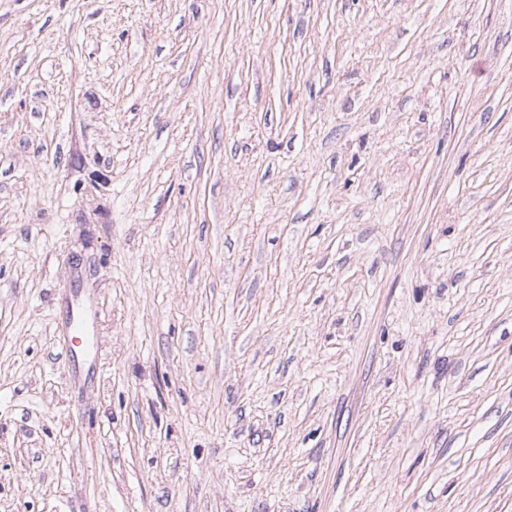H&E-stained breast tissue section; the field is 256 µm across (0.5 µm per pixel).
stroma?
Instances as JSON below:
<instances>
[{"label":"stroma","instance_id":"35a3bbf8","mask_svg":"<svg viewBox=\"0 0 512 512\" xmlns=\"http://www.w3.org/2000/svg\"><path fill=\"white\" fill-rule=\"evenodd\" d=\"M0 512H512V0H0ZM63 329L72 342L81 340L75 347L82 353L88 356L96 353V336L90 334L89 315L86 312H71L63 324Z\"/></svg>","mask_w":512,"mask_h":512}]
</instances>
